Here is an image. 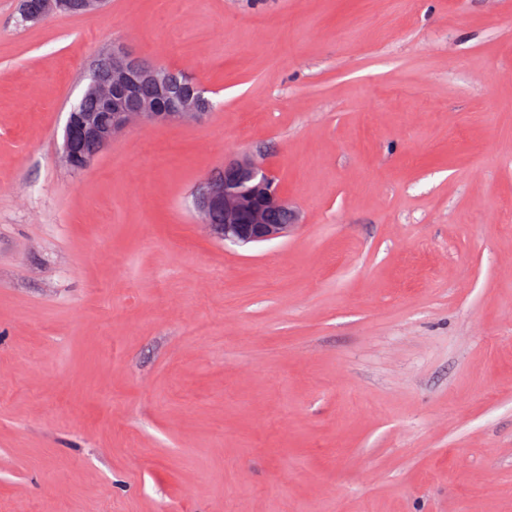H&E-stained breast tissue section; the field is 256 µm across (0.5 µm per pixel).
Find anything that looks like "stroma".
<instances>
[{
	"label": "stroma",
	"mask_w": 512,
	"mask_h": 512,
	"mask_svg": "<svg viewBox=\"0 0 512 512\" xmlns=\"http://www.w3.org/2000/svg\"><path fill=\"white\" fill-rule=\"evenodd\" d=\"M0 0V512H512V0ZM190 125L57 155L113 44ZM253 156L301 214L193 196ZM35 8L27 16L28 21H40L60 12L69 13L71 15H80L84 12L85 15L94 14L101 7L105 0H82V8L80 6L81 0H36ZM193 206L211 235L241 246L286 237L300 223L274 173L247 154L224 160L207 174Z\"/></svg>",
	"instance_id": "obj_1"
}]
</instances>
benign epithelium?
Masks as SVG:
<instances>
[{"label": "benign epithelium", "instance_id": "obj_1", "mask_svg": "<svg viewBox=\"0 0 512 512\" xmlns=\"http://www.w3.org/2000/svg\"><path fill=\"white\" fill-rule=\"evenodd\" d=\"M70 9L71 0H37L27 20L40 21ZM109 59L108 80L92 76L88 84L102 103L104 114L72 108L64 138L77 131L101 151L133 125L196 122L208 114L210 99L194 79L189 77L179 83L173 80L170 69L162 65L146 67L120 44L112 45ZM144 86L151 87V96L140 105L131 106L130 101L138 97ZM94 160L93 155H74L66 145L59 154V162L69 170H85ZM193 206L198 222L211 235L241 246L286 237L300 223L298 211L280 190L274 173L247 154L226 159L207 174L194 196ZM218 210L224 212V223H210V215Z\"/></svg>", "mask_w": 512, "mask_h": 512}]
</instances>
